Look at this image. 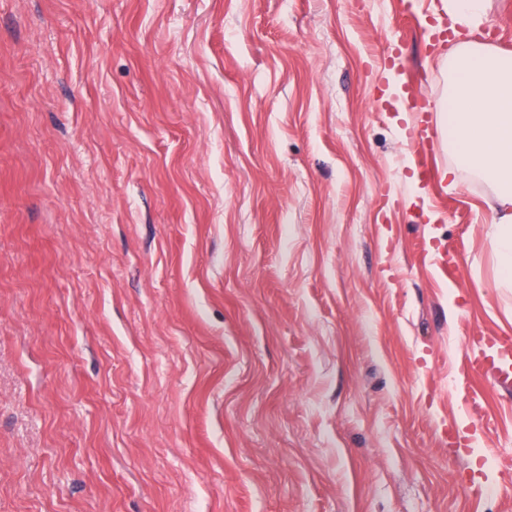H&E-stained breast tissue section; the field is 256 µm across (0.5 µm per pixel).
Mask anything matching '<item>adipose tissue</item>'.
I'll return each instance as SVG.
<instances>
[{"label": "adipose tissue", "mask_w": 512, "mask_h": 512, "mask_svg": "<svg viewBox=\"0 0 512 512\" xmlns=\"http://www.w3.org/2000/svg\"><path fill=\"white\" fill-rule=\"evenodd\" d=\"M448 67V151L452 183L477 178L493 197L488 239L512 286V54L474 41L452 45Z\"/></svg>", "instance_id": "1"}]
</instances>
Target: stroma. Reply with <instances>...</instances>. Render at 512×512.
<instances>
[{
    "label": "stroma",
    "instance_id": "1",
    "mask_svg": "<svg viewBox=\"0 0 512 512\" xmlns=\"http://www.w3.org/2000/svg\"><path fill=\"white\" fill-rule=\"evenodd\" d=\"M428 35L398 0H0V512H512V392L466 364L512 335L491 190L406 143ZM472 39L511 53L512 0Z\"/></svg>",
    "mask_w": 512,
    "mask_h": 512
}]
</instances>
